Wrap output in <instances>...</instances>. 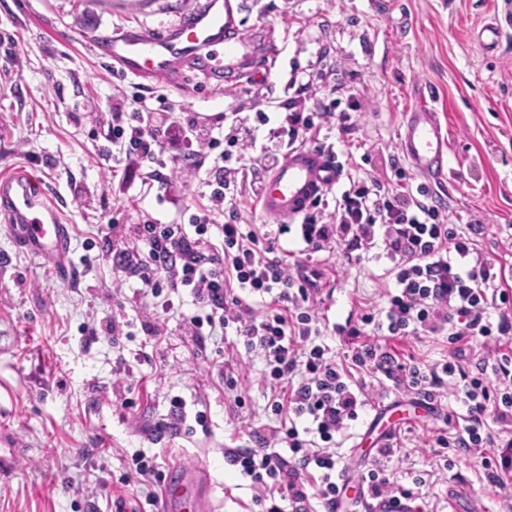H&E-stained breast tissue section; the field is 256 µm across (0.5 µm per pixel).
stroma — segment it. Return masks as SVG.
I'll list each match as a JSON object with an SVG mask.
<instances>
[{
  "mask_svg": "<svg viewBox=\"0 0 512 512\" xmlns=\"http://www.w3.org/2000/svg\"><path fill=\"white\" fill-rule=\"evenodd\" d=\"M193 2L0 0V172L36 169L71 237V274L61 277L17 250L0 224V455L12 461L0 475V512H115L120 496L125 512H149L150 485L133 497L118 483L139 455L164 472L206 464L211 512H261L250 480L225 458L280 426L261 355L231 328L185 335V319L205 316L206 307L185 288L153 296L113 269L107 255L110 219L168 223L178 210L209 206L207 195L180 185L162 201L129 182L124 155L112 144L116 101L133 113L154 92L177 122L217 126L227 113L250 118L260 109L276 125L296 96L291 77L318 74L326 99L358 105L352 134L325 129L320 139L346 157L347 173L362 178L398 160L402 115L417 91L430 92L455 175L433 198L449 223L482 220L481 252L512 257V31L493 54L473 42L506 0H245L248 25L275 24L284 47L280 74L248 94L199 83L189 97L166 84L141 89L116 78L76 38L91 25L107 34L140 23L161 27ZM389 266L382 257L351 265L338 251L326 280L336 298L379 307ZM394 347L423 364L450 350L443 336H410ZM228 374L235 390L224 385ZM238 394L244 407L234 402ZM175 399L185 404L178 422ZM384 402L398 404L406 419L390 470L406 488L426 481L411 512H448L452 496L462 512H500L505 493L484 481L479 460L463 456L447 469L432 449L437 432L454 431L466 412L456 396L418 419L410 395L390 388L372 396L336 449L350 473L371 462L352 459V448L380 446L365 429Z\"/></svg>",
  "mask_w": 512,
  "mask_h": 512,
  "instance_id": "35a3bbf8",
  "label": "stroma"
}]
</instances>
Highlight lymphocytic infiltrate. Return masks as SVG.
Here are the masks:
<instances>
[{
  "instance_id": "obj_1",
  "label": "lymphocytic infiltrate",
  "mask_w": 512,
  "mask_h": 512,
  "mask_svg": "<svg viewBox=\"0 0 512 512\" xmlns=\"http://www.w3.org/2000/svg\"><path fill=\"white\" fill-rule=\"evenodd\" d=\"M351 132V113L317 102L314 111L289 105L281 125L269 128L268 140L280 146L314 141L328 123ZM196 142L198 152L214 159V186L207 212L190 215L185 224H112L108 254L113 269L138 278L153 296L164 289H189L206 317L186 319L190 335L203 326L235 327L247 349L261 350L268 366L263 378L281 390L273 414L291 415L289 424L260 437L255 448L227 451L231 465L249 477L256 501L265 512H336L348 484L337 478L339 461L332 447L357 421L369 394L339 366L326 345L317 343L328 293L324 273L312 265L319 253L342 251L348 262L364 260L381 249L391 263L393 285L382 307L358 306L339 332L355 343L352 369L367 372L379 386L410 393L415 405L436 411L444 394L462 391L466 413L455 433L438 434L435 445L456 448L480 458L490 485H512V283L495 258L476 245L481 220L449 223L445 209L427 189L408 190L399 168L349 179L331 202H321L302 217L301 245L283 249L279 238L290 225L261 232L248 215L256 197H243L242 181L261 188L280 156L258 146L253 127L234 122L223 130L178 124L155 108L134 113L131 123L112 126V141L127 158L149 163L142 181L167 197L173 180L193 186L195 171L167 167L164 145ZM227 214L215 223L217 214ZM407 336H444L449 359L422 367L408 364L388 342ZM379 458L355 478L362 493L353 506L363 512H391L411 499L412 490H396L386 465L393 452L385 434ZM287 445L280 453L279 445ZM286 497L288 507L268 500L270 490Z\"/></svg>"
}]
</instances>
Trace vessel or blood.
Wrapping results in <instances>:
<instances>
[{"label": "vessel or blood", "mask_w": 512, "mask_h": 512, "mask_svg": "<svg viewBox=\"0 0 512 512\" xmlns=\"http://www.w3.org/2000/svg\"><path fill=\"white\" fill-rule=\"evenodd\" d=\"M242 12V0H196L190 12L167 26L135 25L109 35L89 29L83 39L94 55L111 60L118 73L143 87L188 72L216 88L264 85L280 55L275 28L265 24L244 29ZM511 26V17L491 19L475 34L476 46L493 49L499 34ZM398 150L422 183L445 181L448 137L431 101L419 99L405 113ZM341 181V164L330 146L313 142L288 149L263 182L260 210L271 223L297 219ZM0 222L20 249L56 272H67L69 229L33 171L0 173ZM162 499L164 512H210L205 465L167 480Z\"/></svg>", "instance_id": "obj_1"}]
</instances>
